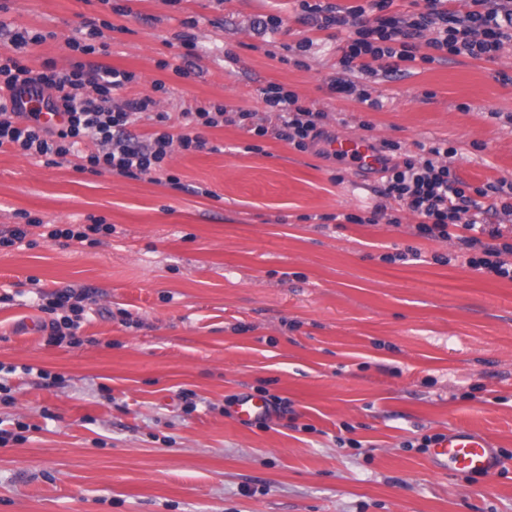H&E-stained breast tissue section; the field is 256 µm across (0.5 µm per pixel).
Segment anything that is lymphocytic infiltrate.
<instances>
[{"mask_svg":"<svg viewBox=\"0 0 512 512\" xmlns=\"http://www.w3.org/2000/svg\"><path fill=\"white\" fill-rule=\"evenodd\" d=\"M394 0H370L368 7L342 8L329 0H300L304 21L319 30L347 28L340 40L339 70L328 81L331 92L362 102L369 101L358 79L374 74L382 63L389 74H400L401 63L416 60L426 47L450 56L494 59L512 44V7L501 0H470L466 12L447 9L446 0H424L422 10L392 12ZM42 35L21 32L13 52L0 56V147L9 145L23 155L63 158L77 154L90 170L138 178L161 169L174 149L200 150L206 142L191 132L192 126L235 124L263 137L274 135L298 150L317 141H332L324 113L299 102L296 93L271 84L261 91L269 108L266 122H256L249 109L200 108L171 117L156 111L150 97L115 100V92L132 83V73L104 65L77 63L69 69L37 72L23 64L20 55ZM60 115L52 125L45 113ZM157 124L156 132L139 136L131 131L141 119ZM184 131L170 133L171 121ZM378 152L385 184L383 197L396 200L419 216L416 236L457 241L469 250V267L512 281V243L505 242L500 225L487 223L486 215L512 217V183L498 180L469 188L450 168L451 149L433 146L416 155L403 152L399 143L381 142ZM85 294L71 289L53 293L41 307L49 316L48 344H80L76 331L84 312Z\"/></svg>","mask_w":512,"mask_h":512,"instance_id":"obj_1","label":"lymphocytic infiltrate"}]
</instances>
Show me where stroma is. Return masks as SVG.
<instances>
[{
	"mask_svg": "<svg viewBox=\"0 0 512 512\" xmlns=\"http://www.w3.org/2000/svg\"><path fill=\"white\" fill-rule=\"evenodd\" d=\"M269 15L282 27L267 39L253 26ZM95 26L106 52L69 48ZM21 30L44 36L33 70L129 71L123 97L166 112L262 113L274 83L336 135L444 142L471 187L512 182V48L362 77L374 109L329 91L337 32L304 24L297 0H0V53ZM196 132L206 149L138 179L0 149V232L26 215L112 227L96 245L0 246V428L30 426L0 446V512H512V281L413 235L409 211L338 223L382 203V183L321 146ZM410 246L421 261L396 260ZM66 288L93 297L78 346L29 329L38 293ZM261 393L287 412L239 424L230 398ZM458 427L510 460L440 473L407 446Z\"/></svg>",
	"mask_w": 512,
	"mask_h": 512,
	"instance_id": "35a3bbf8",
	"label": "stroma"
}]
</instances>
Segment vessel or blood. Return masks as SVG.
Listing matches in <instances>:
<instances>
[{
  "label": "vessel or blood",
  "instance_id": "1",
  "mask_svg": "<svg viewBox=\"0 0 512 512\" xmlns=\"http://www.w3.org/2000/svg\"><path fill=\"white\" fill-rule=\"evenodd\" d=\"M372 145V140L365 136H343L331 144L330 150L336 153L347 168L373 173L380 170L381 164ZM267 411V402L259 397L243 395L233 404V414L242 423L251 422ZM430 460L439 471L451 469L483 475L494 472L499 466L488 440L464 429L444 435L432 449Z\"/></svg>",
  "mask_w": 512,
  "mask_h": 512
}]
</instances>
